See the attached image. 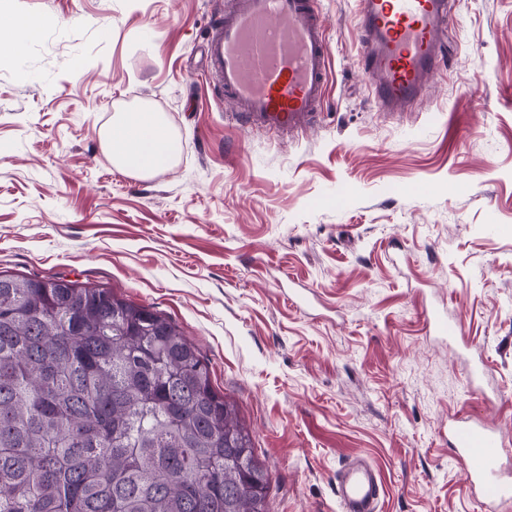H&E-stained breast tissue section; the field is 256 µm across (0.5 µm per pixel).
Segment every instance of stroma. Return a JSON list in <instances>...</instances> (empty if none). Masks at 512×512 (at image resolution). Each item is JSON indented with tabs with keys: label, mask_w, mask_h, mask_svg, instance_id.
Listing matches in <instances>:
<instances>
[{
	"label": "stroma",
	"mask_w": 512,
	"mask_h": 512,
	"mask_svg": "<svg viewBox=\"0 0 512 512\" xmlns=\"http://www.w3.org/2000/svg\"><path fill=\"white\" fill-rule=\"evenodd\" d=\"M213 2L9 0L41 35L0 58V272L175 322L250 430L271 512H339L354 456L378 512H477L448 427L479 416L512 438V0H454L449 67L398 118L372 101L357 0H317L329 80L292 142L208 91ZM137 106L178 144L147 179L102 141Z\"/></svg>",
	"instance_id": "obj_1"
}]
</instances>
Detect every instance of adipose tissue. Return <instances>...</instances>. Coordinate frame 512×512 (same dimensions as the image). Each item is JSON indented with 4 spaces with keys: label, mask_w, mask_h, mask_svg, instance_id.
Returning <instances> with one entry per match:
<instances>
[{
    "label": "adipose tissue",
    "mask_w": 512,
    "mask_h": 512,
    "mask_svg": "<svg viewBox=\"0 0 512 512\" xmlns=\"http://www.w3.org/2000/svg\"><path fill=\"white\" fill-rule=\"evenodd\" d=\"M40 34L26 15L0 9V56H10ZM113 165L145 178L170 165L176 155L175 139L160 113L137 107L116 113L104 136Z\"/></svg>",
    "instance_id": "1"
}]
</instances>
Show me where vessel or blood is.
Returning <instances> with one entry per match:
<instances>
[{
  "label": "vessel or blood",
  "instance_id": "vessel-or-blood-1",
  "mask_svg": "<svg viewBox=\"0 0 512 512\" xmlns=\"http://www.w3.org/2000/svg\"><path fill=\"white\" fill-rule=\"evenodd\" d=\"M450 0H359L360 61L371 95L394 113L416 103L447 68ZM329 47L312 0H233L217 8L206 44L213 93L242 127L298 139L314 124L328 83ZM450 444L482 512L512 506V442L477 418L458 420ZM381 484L363 458L336 476L340 512H376Z\"/></svg>",
  "mask_w": 512,
  "mask_h": 512
}]
</instances>
